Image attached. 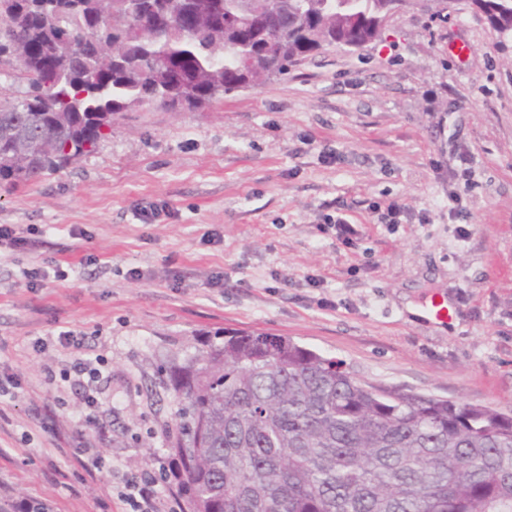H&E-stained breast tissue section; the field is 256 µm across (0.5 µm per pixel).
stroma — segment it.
<instances>
[{"instance_id":"1","label":"stroma","mask_w":512,"mask_h":512,"mask_svg":"<svg viewBox=\"0 0 512 512\" xmlns=\"http://www.w3.org/2000/svg\"><path fill=\"white\" fill-rule=\"evenodd\" d=\"M456 39L470 45L457 57ZM143 202L163 207L148 224ZM393 202L400 222L381 223ZM455 203L463 217L449 216ZM341 218L356 229L345 242ZM1 224L40 246L0 247V365L22 383L0 399V484L60 512H121L110 488L169 462L178 405L159 369L228 330L512 414V37L470 9L439 20L414 4L382 44L326 48L195 111L117 115L95 152L0 186ZM55 267L68 281L31 288L22 275ZM433 300L451 307L449 326L420 318ZM63 330L105 358L98 416L112 431L91 444L108 473L85 466L82 406L46 377L68 352L32 348Z\"/></svg>"}]
</instances>
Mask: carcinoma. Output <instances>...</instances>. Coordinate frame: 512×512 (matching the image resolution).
<instances>
[{"label":"carcinoma","instance_id":"carcinoma-1","mask_svg":"<svg viewBox=\"0 0 512 512\" xmlns=\"http://www.w3.org/2000/svg\"><path fill=\"white\" fill-rule=\"evenodd\" d=\"M406 0H0V184L88 155L145 103L200 109L333 45L382 40ZM512 36V0H470ZM168 381L182 512H512V414L362 382L286 336H224Z\"/></svg>","mask_w":512,"mask_h":512}]
</instances>
